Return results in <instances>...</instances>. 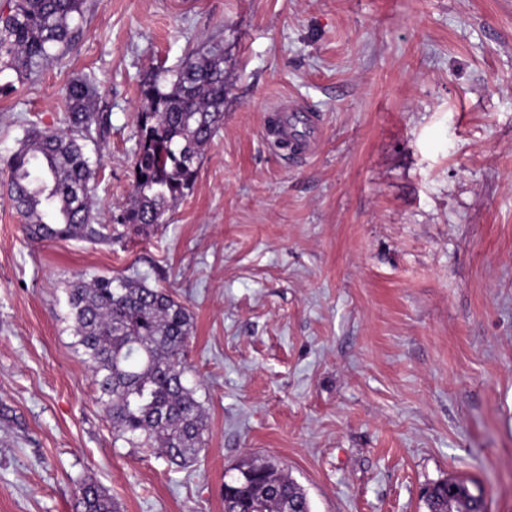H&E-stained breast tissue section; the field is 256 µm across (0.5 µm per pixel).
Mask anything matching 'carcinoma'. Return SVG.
I'll return each instance as SVG.
<instances>
[{"instance_id":"obj_1","label":"carcinoma","mask_w":512,"mask_h":512,"mask_svg":"<svg viewBox=\"0 0 512 512\" xmlns=\"http://www.w3.org/2000/svg\"><path fill=\"white\" fill-rule=\"evenodd\" d=\"M87 0H8L0 10V74L28 79L70 50ZM224 55L209 48L167 79L156 70L140 84L137 150L130 202L118 234L142 235L167 223L171 205L192 189L202 147L224 121ZM98 92L88 78L66 87L71 127L95 121ZM11 201L33 242L88 239L110 242L112 230L91 223L90 158L66 132L32 128L8 158ZM74 345L86 357L98 400L117 434L138 448L158 449L183 468L198 456L206 412L186 384L184 352L192 335L188 309L166 289L124 277L77 280L65 288ZM425 501L444 512L443 486ZM311 512L307 495L274 460H251L224 484V512ZM78 512H120L100 486L80 484Z\"/></svg>"}]
</instances>
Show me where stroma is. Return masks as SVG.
<instances>
[{
	"label": "stroma",
	"instance_id": "obj_1",
	"mask_svg": "<svg viewBox=\"0 0 512 512\" xmlns=\"http://www.w3.org/2000/svg\"><path fill=\"white\" fill-rule=\"evenodd\" d=\"M76 49L0 93V512H224L245 461L311 512H426L455 477L512 512V0H88ZM224 52V122L167 223L36 243L9 200L26 129L69 130L95 80L93 221L128 205L139 84ZM319 119L272 145V105ZM140 277L193 318L207 416L184 469L118 437L66 319L68 282ZM98 92L93 82L88 78L72 80L66 87L64 103L69 114L72 131L88 130L95 121L96 101ZM78 512H120L117 502L100 486L82 482L77 496Z\"/></svg>",
	"mask_w": 512,
	"mask_h": 512
}]
</instances>
